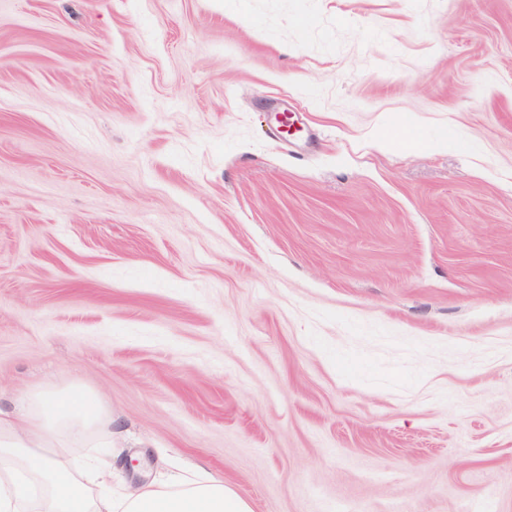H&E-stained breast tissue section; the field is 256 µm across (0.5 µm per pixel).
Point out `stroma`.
<instances>
[{
  "label": "stroma",
  "mask_w": 512,
  "mask_h": 512,
  "mask_svg": "<svg viewBox=\"0 0 512 512\" xmlns=\"http://www.w3.org/2000/svg\"><path fill=\"white\" fill-rule=\"evenodd\" d=\"M73 384L116 486L512 512V0H0V412Z\"/></svg>",
  "instance_id": "35a3bbf8"
}]
</instances>
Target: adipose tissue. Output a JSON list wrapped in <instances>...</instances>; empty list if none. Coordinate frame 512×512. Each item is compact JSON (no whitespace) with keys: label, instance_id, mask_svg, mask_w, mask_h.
Returning a JSON list of instances; mask_svg holds the SVG:
<instances>
[{"label":"adipose tissue","instance_id":"1","mask_svg":"<svg viewBox=\"0 0 512 512\" xmlns=\"http://www.w3.org/2000/svg\"><path fill=\"white\" fill-rule=\"evenodd\" d=\"M109 422L83 386L37 392L22 415L0 416V512H252L222 478L171 475L116 495L112 465L76 467L65 449Z\"/></svg>","mask_w":512,"mask_h":512}]
</instances>
